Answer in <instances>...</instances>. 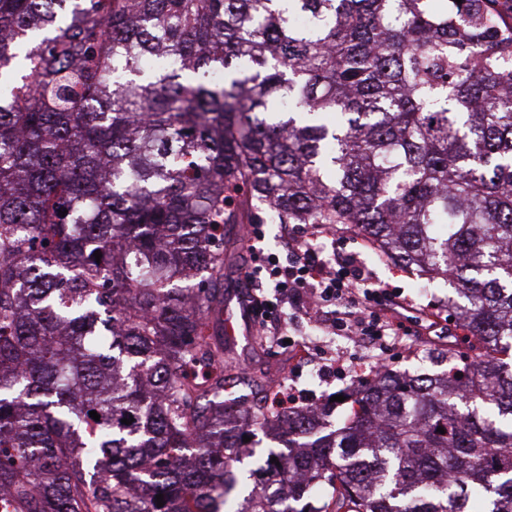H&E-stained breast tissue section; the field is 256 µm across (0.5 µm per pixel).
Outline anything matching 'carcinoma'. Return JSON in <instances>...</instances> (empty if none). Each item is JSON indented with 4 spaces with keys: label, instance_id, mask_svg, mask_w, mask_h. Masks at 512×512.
<instances>
[{
    "label": "carcinoma",
    "instance_id": "carcinoma-1",
    "mask_svg": "<svg viewBox=\"0 0 512 512\" xmlns=\"http://www.w3.org/2000/svg\"><path fill=\"white\" fill-rule=\"evenodd\" d=\"M219 224H350L480 353L227 395ZM1 237L13 512H512V0H0Z\"/></svg>",
    "mask_w": 512,
    "mask_h": 512
}]
</instances>
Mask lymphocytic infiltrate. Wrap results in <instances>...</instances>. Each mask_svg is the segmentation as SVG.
Instances as JSON below:
<instances>
[{
  "instance_id": "f902f5d3",
  "label": "lymphocytic infiltrate",
  "mask_w": 512,
  "mask_h": 512,
  "mask_svg": "<svg viewBox=\"0 0 512 512\" xmlns=\"http://www.w3.org/2000/svg\"><path fill=\"white\" fill-rule=\"evenodd\" d=\"M333 224H309L283 239L287 261L250 255L248 313L261 318L267 343H284L279 308L289 306L301 318L322 324L331 336H375L396 340L420 336L428 327L402 313L400 300L371 285L372 273L359 252L324 254V235L337 234Z\"/></svg>"
}]
</instances>
